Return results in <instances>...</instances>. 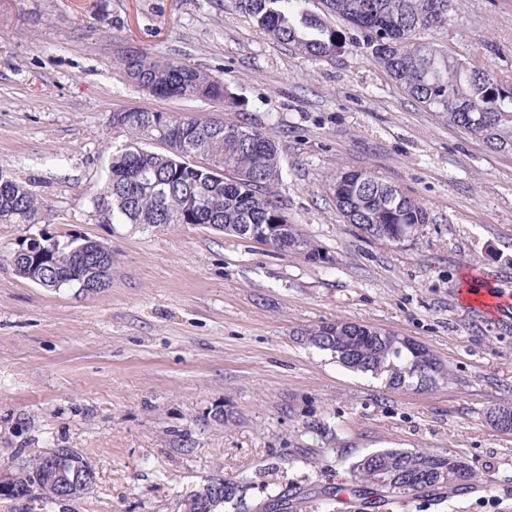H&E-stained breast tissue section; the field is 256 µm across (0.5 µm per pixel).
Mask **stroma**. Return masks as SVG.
Wrapping results in <instances>:
<instances>
[{
	"label": "stroma",
	"mask_w": 512,
	"mask_h": 512,
	"mask_svg": "<svg viewBox=\"0 0 512 512\" xmlns=\"http://www.w3.org/2000/svg\"><path fill=\"white\" fill-rule=\"evenodd\" d=\"M438 39L512 84V0H457ZM499 53L484 52V44ZM146 51L208 70L236 97L155 98L121 76ZM270 129L280 201L327 262L201 224H100L91 197L121 144L124 110ZM365 169L431 221L393 245L346 223L328 177ZM0 169L57 212L49 230L112 251L96 292L52 291L0 266V469L79 452L93 489L53 512H177L211 478L246 484L249 508L286 490L293 512H336L352 464L386 449L466 462V489L380 512H512V306L467 303L466 279L512 298V153L424 111L372 60L280 45L231 0H0ZM367 324L425 345L448 377L398 390L354 373L303 333Z\"/></svg>",
	"instance_id": "obj_1"
}]
</instances>
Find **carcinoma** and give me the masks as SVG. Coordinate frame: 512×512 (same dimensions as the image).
<instances>
[{
  "mask_svg": "<svg viewBox=\"0 0 512 512\" xmlns=\"http://www.w3.org/2000/svg\"><path fill=\"white\" fill-rule=\"evenodd\" d=\"M327 13L347 23L336 28L312 13L309 0H234L255 27L272 40L316 59L355 50L367 56L415 103L451 125L482 139L496 152H512V85L473 66L463 55L427 38L448 29L455 0H322ZM125 78L158 98L233 103L229 88L212 74L145 52L121 58ZM112 129L124 137L112 151L104 186L91 198L100 224H206L223 233L237 224H286L278 200L282 182L278 145L261 126L226 124L193 115L148 110L114 112ZM336 210L349 224L378 240L399 244L429 223L427 209L399 185L367 170L330 176ZM53 210L22 182L0 187V224H50ZM52 278L63 288L84 290L99 263L112 265L80 242L41 240ZM313 263L328 260L296 226L288 243ZM310 345L334 354L345 368L381 378L397 389L422 388L445 379L434 356L421 357L411 342L393 332L347 321L323 323L302 334ZM48 454L35 456L16 471L14 491L23 495L45 469ZM365 490L384 498L427 495L466 482L468 465L422 449H382L352 466ZM246 512L244 486L207 480L185 496L180 512Z\"/></svg>",
  "mask_w": 512,
  "mask_h": 512,
  "instance_id": "cac0c4a2",
  "label": "carcinoma"
}]
</instances>
